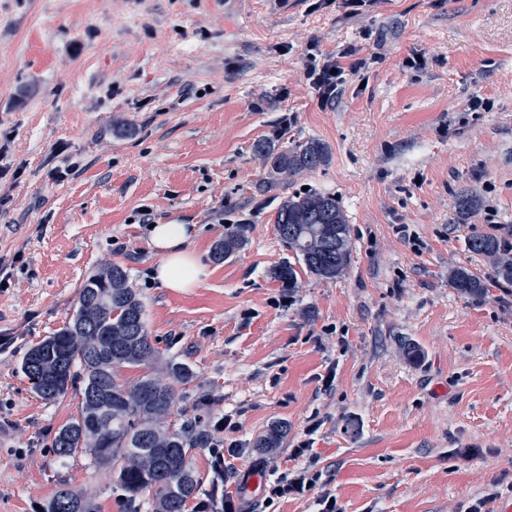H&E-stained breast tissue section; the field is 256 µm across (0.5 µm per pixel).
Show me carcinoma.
<instances>
[{"label":"carcinoma","mask_w":512,"mask_h":512,"mask_svg":"<svg viewBox=\"0 0 512 512\" xmlns=\"http://www.w3.org/2000/svg\"><path fill=\"white\" fill-rule=\"evenodd\" d=\"M255 152L270 164L267 184L271 187L329 160L327 147L313 139L279 153L259 142ZM273 223L306 272L334 280L348 266L350 225L334 196L316 191L286 196L274 212ZM244 244L245 227L241 226L215 243L212 257L221 262ZM468 247L493 258L497 277L512 282V256L497 239L473 235ZM272 275L287 288L297 283L296 267L289 261L274 268ZM450 281L463 294L479 295L485 288L465 268L451 271ZM158 360L159 352L147 331L144 303L128 270L112 264L86 279L72 320L31 347L21 362L22 372L44 400H55L82 384L77 414L58 429L52 447L61 458L82 451L100 467L118 465L123 512H141L142 497L150 491L153 512H184L186 502L199 490L193 451L209 443V434L200 428L195 413L184 416L177 429L168 424L182 398L176 386L192 381L195 372L189 364L170 359L164 364L166 378L160 379L151 372ZM119 367H140L145 372L126 385L116 379ZM287 431L286 423L277 422L253 441V447L276 448ZM43 512L97 510L91 500L63 482Z\"/></svg>","instance_id":"carcinoma-1"}]
</instances>
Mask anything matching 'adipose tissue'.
<instances>
[{
    "mask_svg": "<svg viewBox=\"0 0 512 512\" xmlns=\"http://www.w3.org/2000/svg\"><path fill=\"white\" fill-rule=\"evenodd\" d=\"M195 231L192 224H157L151 227L150 241L161 257L155 278L162 287L174 292H188L203 283L207 271L190 245Z\"/></svg>",
    "mask_w": 512,
    "mask_h": 512,
    "instance_id": "ef3b65f1",
    "label": "adipose tissue"
}]
</instances>
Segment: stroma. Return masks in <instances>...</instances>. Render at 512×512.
Here are the masks:
<instances>
[{"mask_svg": "<svg viewBox=\"0 0 512 512\" xmlns=\"http://www.w3.org/2000/svg\"><path fill=\"white\" fill-rule=\"evenodd\" d=\"M336 58L326 104L307 73ZM310 139L327 165L267 187L256 144ZM304 188L336 198L351 260L286 289L271 272L293 254L272 215ZM145 210L197 225L200 287L154 281ZM241 225L246 244L214 261ZM474 234L512 243V0H0V512H37L64 481L122 512L115 474L52 448L77 392L43 400L20 369L112 263L161 360L195 372L170 417L196 410L210 431L186 512L227 492L248 512H317L313 492L244 489L309 466L342 512L511 499L512 285L469 250ZM457 267L480 295L453 288ZM227 415L237 430H214ZM275 421L281 447L259 452ZM307 439L312 455L293 457ZM452 286L459 292L468 295H479L485 288L480 278L465 268H456L450 273Z\"/></svg>", "mask_w": 512, "mask_h": 512, "instance_id": "1", "label": "stroma"}]
</instances>
